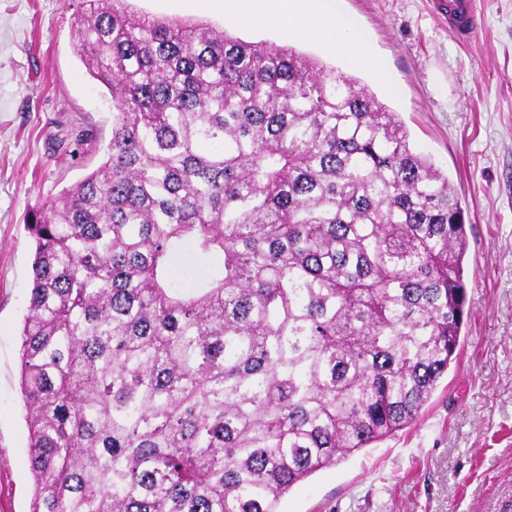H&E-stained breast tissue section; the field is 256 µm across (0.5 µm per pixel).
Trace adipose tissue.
<instances>
[{"label": "adipose tissue", "instance_id": "ef3b65f1", "mask_svg": "<svg viewBox=\"0 0 512 512\" xmlns=\"http://www.w3.org/2000/svg\"><path fill=\"white\" fill-rule=\"evenodd\" d=\"M238 18L279 28L286 35L321 39L332 51L370 65L387 77L384 62L361 36L354 22L342 14L336 0H209Z\"/></svg>", "mask_w": 512, "mask_h": 512}]
</instances>
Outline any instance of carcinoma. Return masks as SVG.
<instances>
[{
	"label": "carcinoma",
	"mask_w": 512,
	"mask_h": 512,
	"mask_svg": "<svg viewBox=\"0 0 512 512\" xmlns=\"http://www.w3.org/2000/svg\"><path fill=\"white\" fill-rule=\"evenodd\" d=\"M104 161L31 215L30 512H278L457 356L463 209L396 113L290 46L82 0ZM191 246L209 264L172 274Z\"/></svg>",
	"instance_id": "carcinoma-1"
}]
</instances>
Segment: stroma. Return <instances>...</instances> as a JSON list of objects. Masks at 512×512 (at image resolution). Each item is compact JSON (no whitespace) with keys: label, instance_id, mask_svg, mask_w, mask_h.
Here are the masks:
<instances>
[{"label":"stroma","instance_id":"stroma-1","mask_svg":"<svg viewBox=\"0 0 512 512\" xmlns=\"http://www.w3.org/2000/svg\"><path fill=\"white\" fill-rule=\"evenodd\" d=\"M439 2L338 0L386 59L395 95L317 40L207 0H129L138 13L295 47L367 85L448 175L471 226L460 353L418 421L295 485L279 512H512V0H478L483 27L464 44ZM79 3L0 0V512H30L33 497L19 388L26 222L101 163L112 134V98L76 53Z\"/></svg>","mask_w":512,"mask_h":512}]
</instances>
